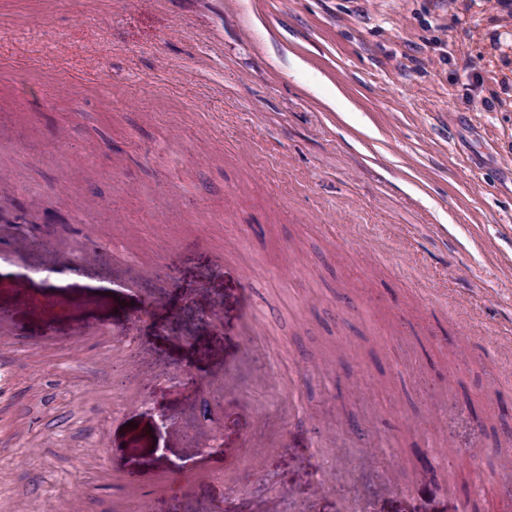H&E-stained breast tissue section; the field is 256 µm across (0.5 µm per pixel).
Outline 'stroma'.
<instances>
[{"mask_svg":"<svg viewBox=\"0 0 512 512\" xmlns=\"http://www.w3.org/2000/svg\"><path fill=\"white\" fill-rule=\"evenodd\" d=\"M0 129V512H512V7L0 0Z\"/></svg>","mask_w":512,"mask_h":512,"instance_id":"stroma-1","label":"stroma"}]
</instances>
